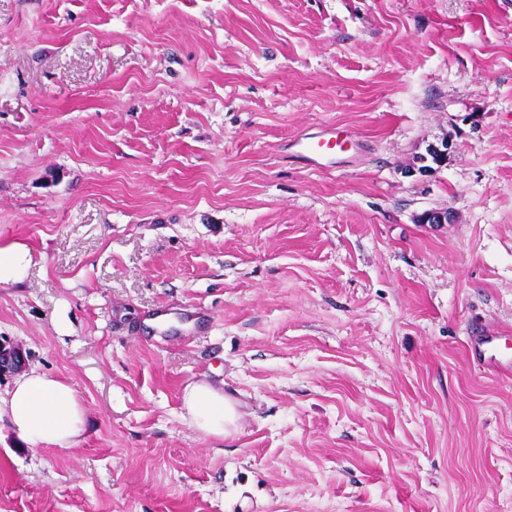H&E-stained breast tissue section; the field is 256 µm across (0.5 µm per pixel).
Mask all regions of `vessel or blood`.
<instances>
[{
  "instance_id": "vessel-or-blood-1",
  "label": "vessel or blood",
  "mask_w": 512,
  "mask_h": 512,
  "mask_svg": "<svg viewBox=\"0 0 512 512\" xmlns=\"http://www.w3.org/2000/svg\"><path fill=\"white\" fill-rule=\"evenodd\" d=\"M360 147V137L351 131L333 127L296 137L288 143L290 155L319 169L334 168L344 153Z\"/></svg>"
}]
</instances>
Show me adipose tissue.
I'll return each mask as SVG.
<instances>
[{
    "label": "adipose tissue",
    "mask_w": 512,
    "mask_h": 512,
    "mask_svg": "<svg viewBox=\"0 0 512 512\" xmlns=\"http://www.w3.org/2000/svg\"><path fill=\"white\" fill-rule=\"evenodd\" d=\"M183 419L208 437L223 438L236 430V405L222 389L205 381L188 385L182 396ZM26 443L69 449L85 427V409L64 379L37 369L18 375L0 392V420Z\"/></svg>",
    "instance_id": "adipose-tissue-1"
}]
</instances>
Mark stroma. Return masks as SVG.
Listing matches in <instances>:
<instances>
[{"instance_id":"stroma-1","label":"stroma","mask_w":512,"mask_h":512,"mask_svg":"<svg viewBox=\"0 0 512 512\" xmlns=\"http://www.w3.org/2000/svg\"><path fill=\"white\" fill-rule=\"evenodd\" d=\"M12 243L0 341L86 425L0 423V512H512V0H0ZM361 139L349 130L326 127L289 141L288 151L308 165L332 169L348 151L360 149ZM32 263V253L25 245L0 246V283H22ZM182 418L208 437L223 438L236 431V405L224 391L205 381L188 385L182 396Z\"/></svg>"}]
</instances>
